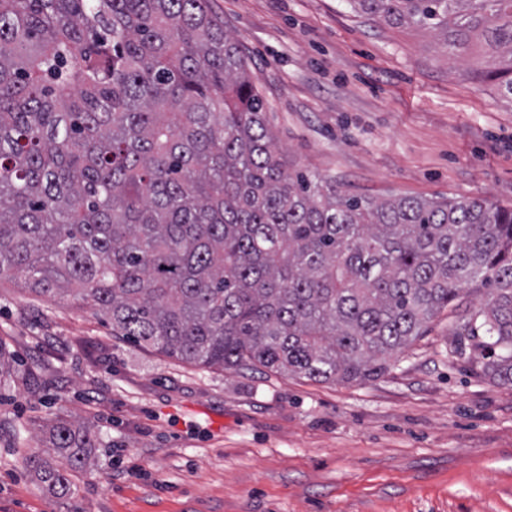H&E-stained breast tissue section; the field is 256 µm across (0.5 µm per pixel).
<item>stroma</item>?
Masks as SVG:
<instances>
[{
    "instance_id": "1",
    "label": "stroma",
    "mask_w": 512,
    "mask_h": 512,
    "mask_svg": "<svg viewBox=\"0 0 512 512\" xmlns=\"http://www.w3.org/2000/svg\"><path fill=\"white\" fill-rule=\"evenodd\" d=\"M287 168L382 198L512 208V98L432 33L350 0H212ZM441 311L382 376L318 383L135 347L75 300L0 282V512H512V385ZM102 442L51 497L23 463L57 418Z\"/></svg>"
}]
</instances>
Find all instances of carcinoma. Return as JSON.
<instances>
[{"mask_svg":"<svg viewBox=\"0 0 512 512\" xmlns=\"http://www.w3.org/2000/svg\"><path fill=\"white\" fill-rule=\"evenodd\" d=\"M354 2L459 59L481 33L467 75L512 95V0ZM266 112L210 0H0V281L189 364L343 383L480 285L458 352L512 384V208L339 191L284 168ZM99 447L59 419L25 465L63 498Z\"/></svg>","mask_w":512,"mask_h":512,"instance_id":"obj_1","label":"carcinoma"}]
</instances>
